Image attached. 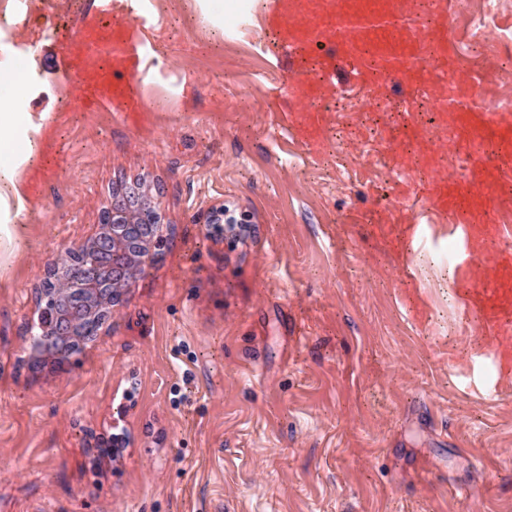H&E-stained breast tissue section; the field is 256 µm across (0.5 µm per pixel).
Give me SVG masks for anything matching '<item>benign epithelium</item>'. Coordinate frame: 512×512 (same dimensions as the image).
Wrapping results in <instances>:
<instances>
[{
  "mask_svg": "<svg viewBox=\"0 0 512 512\" xmlns=\"http://www.w3.org/2000/svg\"><path fill=\"white\" fill-rule=\"evenodd\" d=\"M100 231L86 243L65 251L48 270L41 299L44 312L54 314L57 334L42 331L34 342L54 349L56 337L96 336L117 311L123 288L147 266L150 251L163 245L161 215L151 189L134 181L112 191V204L99 220ZM92 252L101 257L89 277H73L67 269Z\"/></svg>",
  "mask_w": 512,
  "mask_h": 512,
  "instance_id": "7a95c632",
  "label": "benign epithelium"
}]
</instances>
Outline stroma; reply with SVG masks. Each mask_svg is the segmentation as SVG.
Returning a JSON list of instances; mask_svg holds the SVG:
<instances>
[{
    "mask_svg": "<svg viewBox=\"0 0 512 512\" xmlns=\"http://www.w3.org/2000/svg\"><path fill=\"white\" fill-rule=\"evenodd\" d=\"M21 2L1 37L34 50L25 108L56 141L0 272V512H512V168L496 222L441 208L468 143L431 76L367 82L330 43L297 74L276 9ZM496 2L482 40L449 32L447 73L512 71ZM88 33L126 42L91 64L135 104L83 97ZM130 181L166 246L98 336L37 356L47 270ZM241 0H198L202 14L215 25L223 26L224 11L233 12Z\"/></svg>",
    "mask_w": 512,
    "mask_h": 512,
    "instance_id": "1",
    "label": "stroma"
}]
</instances>
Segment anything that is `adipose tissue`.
<instances>
[{"label":"adipose tissue","mask_w":512,"mask_h":512,"mask_svg":"<svg viewBox=\"0 0 512 512\" xmlns=\"http://www.w3.org/2000/svg\"><path fill=\"white\" fill-rule=\"evenodd\" d=\"M27 53L0 43V247L14 242L16 231L3 224L11 211H23L27 191L22 168H35L48 144V123L24 109L23 73Z\"/></svg>","instance_id":"adipose-tissue-1"}]
</instances>
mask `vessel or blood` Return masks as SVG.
I'll return each instance as SVG.
<instances>
[{
  "label": "vessel or blood",
  "mask_w": 512,
  "mask_h": 512,
  "mask_svg": "<svg viewBox=\"0 0 512 512\" xmlns=\"http://www.w3.org/2000/svg\"><path fill=\"white\" fill-rule=\"evenodd\" d=\"M415 18L409 0H329L318 18L289 13L284 18V40L298 59H305L317 43L338 45L340 57L359 66L363 54H371L379 73L391 81H412L430 67L437 51L445 49L446 29L426 31L419 43L408 33ZM444 91L437 99L441 112L465 116L469 142L467 175L455 184L441 185L438 200L451 206L460 223L494 222L492 201L501 185L503 161L512 159V128L478 118L481 106L469 94L470 77L437 75Z\"/></svg>",
  "instance_id": "b4317fda"
}]
</instances>
